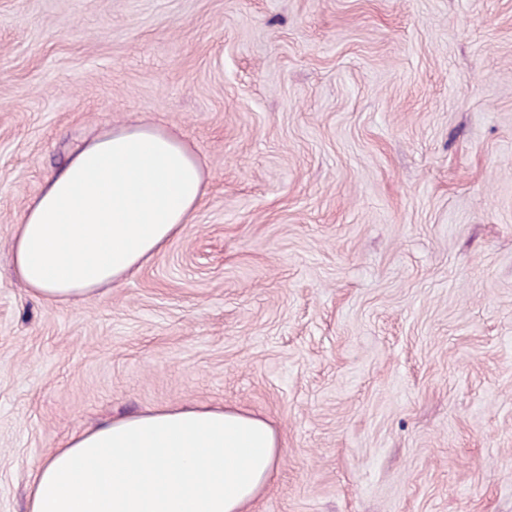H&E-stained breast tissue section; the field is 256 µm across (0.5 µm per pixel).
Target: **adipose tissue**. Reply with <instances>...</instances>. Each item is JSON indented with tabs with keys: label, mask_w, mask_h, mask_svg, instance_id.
<instances>
[{
	"label": "adipose tissue",
	"mask_w": 512,
	"mask_h": 512,
	"mask_svg": "<svg viewBox=\"0 0 512 512\" xmlns=\"http://www.w3.org/2000/svg\"><path fill=\"white\" fill-rule=\"evenodd\" d=\"M205 194L202 162L177 135L149 123L91 135L27 205L12 245L18 278L52 305L99 297L176 237ZM280 453L256 412L150 408L49 452L28 512H249Z\"/></svg>",
	"instance_id": "obj_1"
}]
</instances>
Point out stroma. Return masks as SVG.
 <instances>
[{"mask_svg": "<svg viewBox=\"0 0 512 512\" xmlns=\"http://www.w3.org/2000/svg\"><path fill=\"white\" fill-rule=\"evenodd\" d=\"M137 120L202 159L193 222L33 298L26 204ZM175 404L278 429L251 512H512V0H0V512Z\"/></svg>", "mask_w": 512, "mask_h": 512, "instance_id": "stroma-1", "label": "stroma"}]
</instances>
